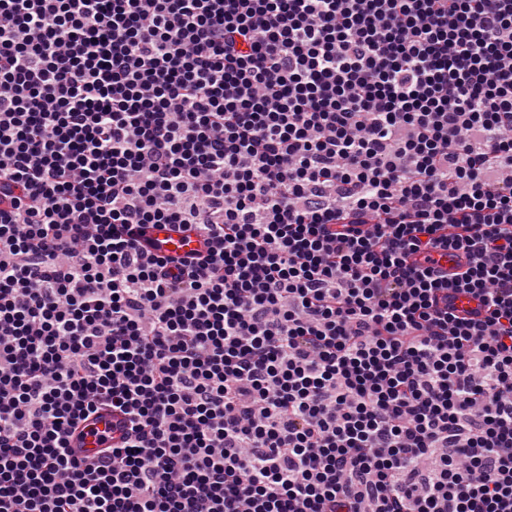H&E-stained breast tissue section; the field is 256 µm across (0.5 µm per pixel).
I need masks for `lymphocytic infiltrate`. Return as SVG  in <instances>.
<instances>
[{"label":"lymphocytic infiltrate","mask_w":512,"mask_h":512,"mask_svg":"<svg viewBox=\"0 0 512 512\" xmlns=\"http://www.w3.org/2000/svg\"><path fill=\"white\" fill-rule=\"evenodd\" d=\"M0 512H512V0H0ZM152 240L150 250L154 254L196 252L204 249L203 239L194 233L181 232L169 224H159L148 233ZM119 421V416L116 414L112 416L111 408L101 407L92 419L81 424L72 433L71 448L75 449L77 455L91 457L102 448L116 445L122 433L117 428L113 429L112 424L116 425ZM102 431L108 432L109 435L103 443L99 442L95 436V433Z\"/></svg>","instance_id":"f902f5d3"}]
</instances>
